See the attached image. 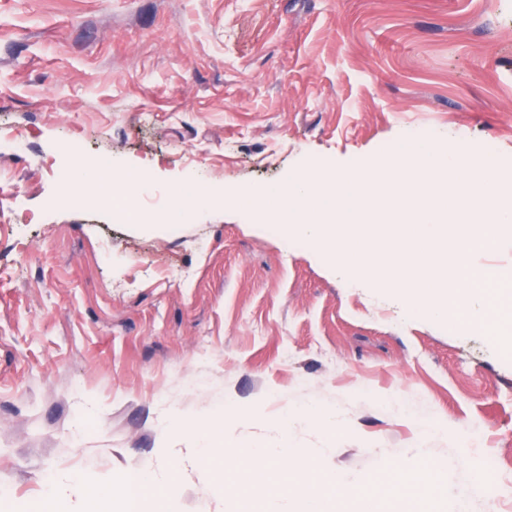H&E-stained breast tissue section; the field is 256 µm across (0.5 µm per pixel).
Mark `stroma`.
I'll list each match as a JSON object with an SVG mask.
<instances>
[{"mask_svg": "<svg viewBox=\"0 0 512 512\" xmlns=\"http://www.w3.org/2000/svg\"><path fill=\"white\" fill-rule=\"evenodd\" d=\"M18 134L0 155V512L54 493L112 512L135 472L176 512H233L219 471L170 456L206 448L209 421L348 483L435 469L423 512H512L475 479L490 455L512 483L496 340L286 245L251 205L191 207L174 230L153 215L187 180L261 191L415 137L512 169V0H0V139ZM74 138L147 175L139 220L63 201Z\"/></svg>", "mask_w": 512, "mask_h": 512, "instance_id": "stroma-1", "label": "stroma"}]
</instances>
